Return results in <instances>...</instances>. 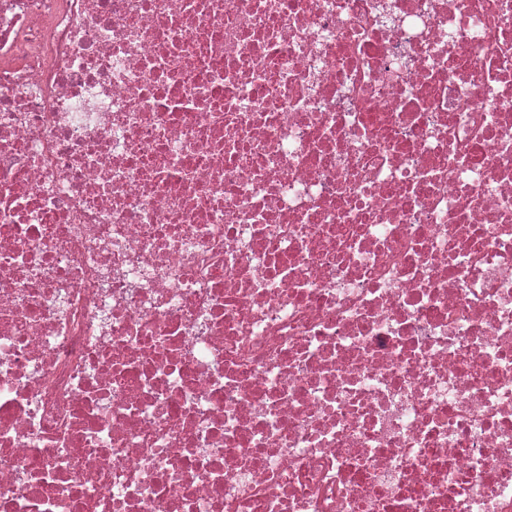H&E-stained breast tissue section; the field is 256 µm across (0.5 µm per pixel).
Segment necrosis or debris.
Returning <instances> with one entry per match:
<instances>
[{
    "label": "necrosis or debris",
    "mask_w": 512,
    "mask_h": 512,
    "mask_svg": "<svg viewBox=\"0 0 512 512\" xmlns=\"http://www.w3.org/2000/svg\"><path fill=\"white\" fill-rule=\"evenodd\" d=\"M0 512H512V0H0Z\"/></svg>",
    "instance_id": "obj_1"
}]
</instances>
